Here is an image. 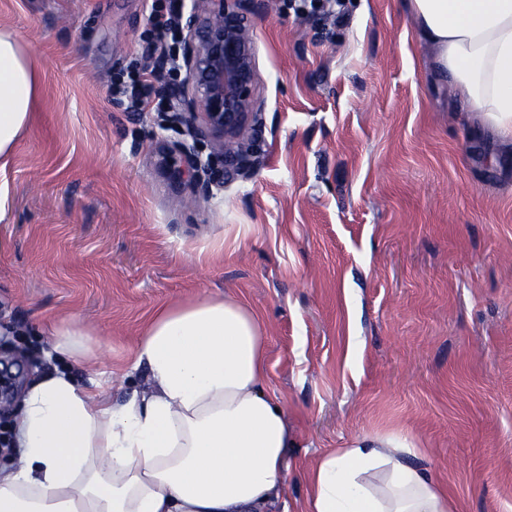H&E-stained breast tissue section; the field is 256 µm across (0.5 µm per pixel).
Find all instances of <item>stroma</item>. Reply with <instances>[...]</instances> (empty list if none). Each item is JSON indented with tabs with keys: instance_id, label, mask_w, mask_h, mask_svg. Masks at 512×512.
I'll use <instances>...</instances> for the list:
<instances>
[{
	"instance_id": "stroma-1",
	"label": "stroma",
	"mask_w": 512,
	"mask_h": 512,
	"mask_svg": "<svg viewBox=\"0 0 512 512\" xmlns=\"http://www.w3.org/2000/svg\"><path fill=\"white\" fill-rule=\"evenodd\" d=\"M157 2L0 0L39 75L0 170V359L28 387L60 365L42 322L81 316L100 344L65 366L126 377L121 401L158 309L232 296L265 327L288 512L323 456L401 432L456 512H512V141L434 74L401 0H344L341 27L264 0L254 162L225 170L201 120L112 96Z\"/></svg>"
}]
</instances>
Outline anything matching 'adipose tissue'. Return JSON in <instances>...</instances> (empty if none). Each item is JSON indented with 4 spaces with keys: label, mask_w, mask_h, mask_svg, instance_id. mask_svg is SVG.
I'll return each mask as SVG.
<instances>
[{
    "label": "adipose tissue",
    "mask_w": 512,
    "mask_h": 512,
    "mask_svg": "<svg viewBox=\"0 0 512 512\" xmlns=\"http://www.w3.org/2000/svg\"><path fill=\"white\" fill-rule=\"evenodd\" d=\"M438 73L490 127L512 136V0H403ZM37 76L0 32V161L31 116ZM51 354L78 360L90 323L46 324ZM140 389L122 404L63 370L23 390L14 451L0 466V512H277L290 446L263 390L265 328L231 296L160 309L134 349ZM409 434L357 441L307 478V512H452L447 492L408 463Z\"/></svg>",
    "instance_id": "1"
}]
</instances>
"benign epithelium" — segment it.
Wrapping results in <instances>:
<instances>
[{
    "instance_id": "1",
    "label": "benign epithelium",
    "mask_w": 512,
    "mask_h": 512,
    "mask_svg": "<svg viewBox=\"0 0 512 512\" xmlns=\"http://www.w3.org/2000/svg\"><path fill=\"white\" fill-rule=\"evenodd\" d=\"M261 6L259 0H194L186 22L181 116H201L206 131L222 143L224 166L237 172L250 165L244 138L259 120L255 45L245 18Z\"/></svg>"
}]
</instances>
